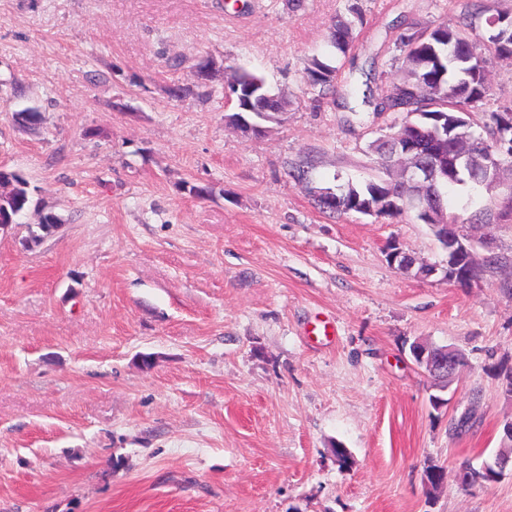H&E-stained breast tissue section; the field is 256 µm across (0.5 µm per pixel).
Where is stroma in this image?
<instances>
[{
  "label": "stroma",
  "mask_w": 512,
  "mask_h": 512,
  "mask_svg": "<svg viewBox=\"0 0 512 512\" xmlns=\"http://www.w3.org/2000/svg\"><path fill=\"white\" fill-rule=\"evenodd\" d=\"M465 7L0 0V167L30 197L0 230V512H512V474L457 478L512 421L492 370L512 362V268L459 284L429 225L332 218L309 193L374 175L367 145L398 116L345 90L398 82L399 22ZM353 9L342 56L328 34ZM486 55L494 111L512 102V58ZM315 57L338 69L320 101ZM206 58L200 93L171 97ZM240 67L289 102L269 131L225 121ZM308 157L310 184L288 177ZM392 241L438 274L391 265ZM416 340L466 354L448 390ZM430 463L445 467L431 494Z\"/></svg>",
  "instance_id": "stroma-1"
}]
</instances>
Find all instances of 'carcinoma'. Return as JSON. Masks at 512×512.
Listing matches in <instances>:
<instances>
[{"label": "carcinoma", "instance_id": "cac0c4a2", "mask_svg": "<svg viewBox=\"0 0 512 512\" xmlns=\"http://www.w3.org/2000/svg\"><path fill=\"white\" fill-rule=\"evenodd\" d=\"M484 20L485 27L493 31L495 50L498 56L512 57V10L493 9L486 0H470L467 9L452 23H439L423 26L409 23L399 33L398 47L405 52L403 75L391 92L379 102H374L371 87L362 91V102L374 105V112H398L405 119L397 127L377 137L370 145L374 169L379 175L362 186L347 184L336 188L340 203L336 215L360 212L355 199L365 200L372 190L384 185L392 178L387 166L390 144L399 134H409L416 129H425L430 124L445 127L455 112L463 113L468 126H473V114L485 109L488 92V59L483 52V36L477 31L476 21ZM354 24L342 18L336 19L330 32V44L345 54L355 41ZM473 58L475 65L468 77L469 92L460 94V58ZM337 68L314 59L308 68L310 85L319 98L335 92L334 81ZM230 95L236 102V111L248 112L258 120H265V114L284 112L288 101L272 93L264 78L246 70H238L228 85ZM491 145L496 147L503 161L512 165V127L504 125L498 114L489 115L483 125ZM473 173L460 181L450 180L436 186L435 193L447 210L450 224H501L512 221V195L508 199H497L489 203L479 202L484 190L480 175V158L472 162ZM0 185L11 186L13 200L21 203V208L29 204L28 183L19 175L4 178ZM468 188L467 198L458 200L453 195L457 187Z\"/></svg>", "mask_w": 512, "mask_h": 512}]
</instances>
